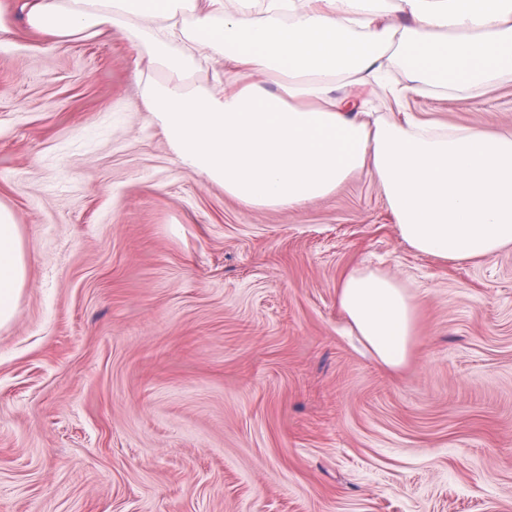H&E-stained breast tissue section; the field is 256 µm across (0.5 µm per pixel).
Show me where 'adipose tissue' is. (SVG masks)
<instances>
[{
  "mask_svg": "<svg viewBox=\"0 0 512 512\" xmlns=\"http://www.w3.org/2000/svg\"><path fill=\"white\" fill-rule=\"evenodd\" d=\"M47 41L115 27L144 49L147 111L185 165L261 209H299L356 175L381 185L402 241L444 263L512 247V133L448 128L376 112L395 80L414 95L479 94L512 80V0H25ZM184 42L223 60L211 86L188 87ZM163 70L164 79L151 74ZM26 281L11 210L0 204V327ZM349 325L387 368L413 347L416 301L387 273L338 284Z\"/></svg>",
  "mask_w": 512,
  "mask_h": 512,
  "instance_id": "1",
  "label": "adipose tissue"
}]
</instances>
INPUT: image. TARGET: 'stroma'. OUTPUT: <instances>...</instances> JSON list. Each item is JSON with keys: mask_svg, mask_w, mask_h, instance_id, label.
<instances>
[{"mask_svg": "<svg viewBox=\"0 0 512 512\" xmlns=\"http://www.w3.org/2000/svg\"><path fill=\"white\" fill-rule=\"evenodd\" d=\"M0 203L27 262L0 328V512H512V250L414 253L368 173L255 210L180 164L126 30L48 42L0 0ZM512 132V81L415 97ZM417 301L384 367L348 269Z\"/></svg>", "mask_w": 512, "mask_h": 512, "instance_id": "1", "label": "stroma"}]
</instances>
